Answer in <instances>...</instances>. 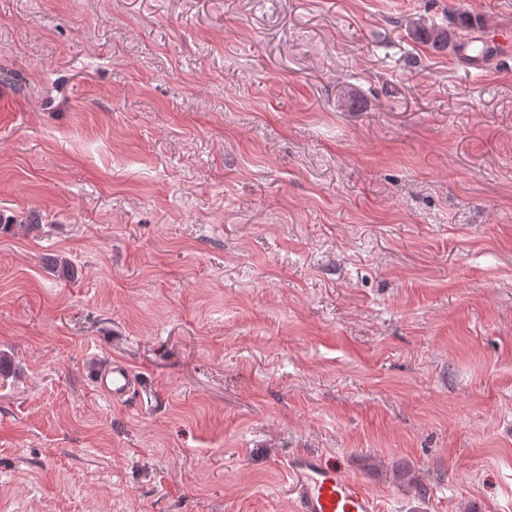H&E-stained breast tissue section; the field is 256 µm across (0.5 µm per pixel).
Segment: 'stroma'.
<instances>
[{
  "label": "stroma",
  "mask_w": 512,
  "mask_h": 512,
  "mask_svg": "<svg viewBox=\"0 0 512 512\" xmlns=\"http://www.w3.org/2000/svg\"><path fill=\"white\" fill-rule=\"evenodd\" d=\"M461 11L478 57L408 31ZM508 35L512 0H0V512H296L302 452L379 512H512ZM94 389L113 403H125L139 387L136 373L122 360L112 359L99 367L92 376Z\"/></svg>",
  "instance_id": "1"
}]
</instances>
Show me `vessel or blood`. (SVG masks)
<instances>
[{
    "instance_id": "b4317fda",
    "label": "vessel or blood",
    "mask_w": 512,
    "mask_h": 512,
    "mask_svg": "<svg viewBox=\"0 0 512 512\" xmlns=\"http://www.w3.org/2000/svg\"><path fill=\"white\" fill-rule=\"evenodd\" d=\"M94 389L115 403H125L139 387V378L124 361L114 359L95 370ZM286 471L297 492V512H378L372 490L310 453L292 455Z\"/></svg>"
}]
</instances>
